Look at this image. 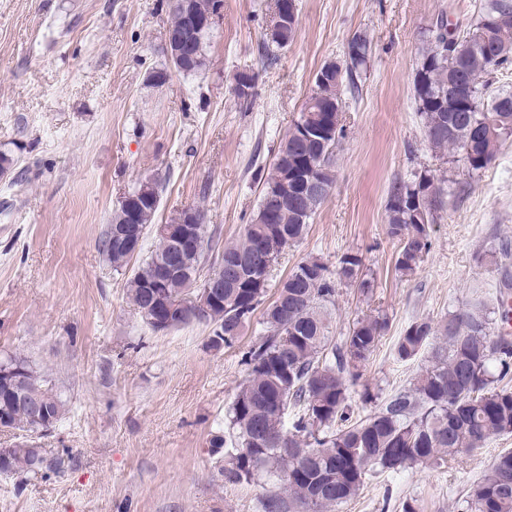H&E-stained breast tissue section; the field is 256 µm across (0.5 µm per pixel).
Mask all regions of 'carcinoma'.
<instances>
[{
    "label": "carcinoma",
    "instance_id": "obj_1",
    "mask_svg": "<svg viewBox=\"0 0 512 512\" xmlns=\"http://www.w3.org/2000/svg\"><path fill=\"white\" fill-rule=\"evenodd\" d=\"M504 0H485L458 40L454 63L443 55L441 42L428 30L420 67L413 79V103L430 149L450 163H462L469 172L486 168L504 140L512 136V92L501 91L485 101L494 81L488 54L502 51L504 65L512 58V18L488 32L484 20L502 10ZM206 26L189 36L197 62L186 75L206 65L209 37ZM287 33L268 32L261 57L269 61L274 50L290 46ZM372 42L363 35L349 43L348 57L339 84L314 82L311 95L281 140L277 153L291 165L309 169L331 190L335 183L334 153L345 136L340 125L329 144L300 136V125L324 118L323 105L343 109L345 88H356V79L367 69ZM472 77L459 106L448 102V85ZM495 125L492 142L478 139V130ZM262 181L257 212L236 242L220 244L207 224L205 212L195 208L201 248L184 255L181 267L166 271L173 246L154 224L160 205V183H139L128 194L149 199L136 219L138 233L128 239L132 225L127 212L116 206L100 240V250L113 270L127 268L143 250L149 227L156 226L158 244L127 279V294L153 329L164 331L194 321L210 327L209 348L219 352L234 348L245 326L264 307L262 329L241 354L245 376L228 407L224 429L209 440L212 455L224 458V481L250 483L261 474L280 477L283 493L269 496L267 512L299 509L329 512L356 496L367 476L401 472L420 465H443L459 454L478 449L495 436L512 434V338L495 333L490 315L504 324L512 309L504 297H495L493 311L483 300L435 322L413 318L393 346L397 361L413 360L424 349L427 363L407 386L382 397L381 390L366 387L361 402L373 405L364 417L351 420L349 389L378 348L389 321L386 315H365L346 336H331V311L339 286L358 288L367 299L375 280L363 272V260L347 252L331 271L321 259L308 257L278 282L272 271L286 250L304 238L310 221L324 199H307L281 168L258 170ZM455 182L437 178L428 170L394 181L385 202L387 236L398 246L395 270L412 276L432 248L430 225L437 223L445 196L455 193ZM412 201L422 208L414 219L412 208H397L393 201ZM512 257L508 245L478 254V260L497 267ZM211 258L224 263V287L208 311L197 305L205 291L202 266ZM22 370L27 385L42 399L52 425L68 412L62 397L29 360L8 356L0 360V419L34 436L44 424L13 401L2 373ZM55 467L31 440L0 451V474L25 476ZM460 512H512V450L500 452L472 484L459 505Z\"/></svg>",
    "mask_w": 512,
    "mask_h": 512
}]
</instances>
